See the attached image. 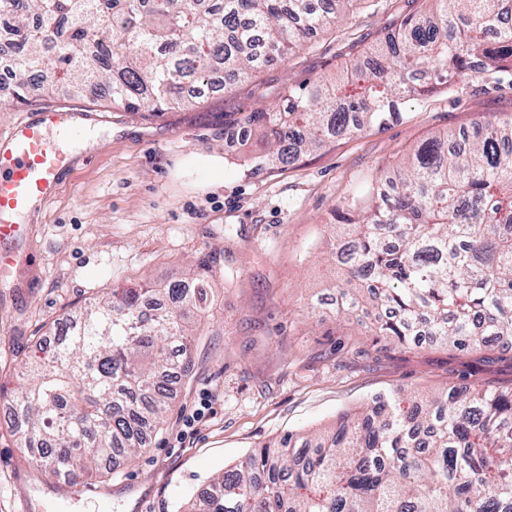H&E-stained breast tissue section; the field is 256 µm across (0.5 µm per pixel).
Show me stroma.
Returning a JSON list of instances; mask_svg holds the SVG:
<instances>
[{
    "mask_svg": "<svg viewBox=\"0 0 512 512\" xmlns=\"http://www.w3.org/2000/svg\"><path fill=\"white\" fill-rule=\"evenodd\" d=\"M430 0H367L336 30L284 62L164 112L98 103L89 86L54 84L50 106L110 116L77 153L56 195L29 220L27 261L0 279V512H178L208 479L290 432L330 429L379 393L512 386V349L481 353L372 335L373 310L335 313L330 285L337 206L438 132L512 118V84L443 88L401 108L400 120L327 142L262 171L259 134L239 113L277 105L289 87L330 78ZM208 273L214 316L145 450L112 475L70 486L32 466L7 408L25 363L47 357L55 323L116 284ZM323 307L308 318L310 304ZM199 421H192L194 413Z\"/></svg>",
    "mask_w": 512,
    "mask_h": 512,
    "instance_id": "stroma-1",
    "label": "stroma"
}]
</instances>
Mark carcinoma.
<instances>
[{
	"label": "carcinoma",
	"instance_id": "1",
	"mask_svg": "<svg viewBox=\"0 0 512 512\" xmlns=\"http://www.w3.org/2000/svg\"><path fill=\"white\" fill-rule=\"evenodd\" d=\"M364 0H0L8 98L41 102L46 66L114 107L163 112L217 75L228 87L281 60ZM403 18L335 86L288 88L243 112L260 128L255 165H287L327 140L400 115L401 101L512 75V20L496 0H434ZM345 283L338 313L384 310L373 335L470 352L512 339V125L432 136L339 214ZM203 274L112 288L81 314L16 397L14 427L56 478L111 473L144 448L170 406L168 378L190 362L209 316ZM188 512H512V387L391 392L339 415L328 433H289L201 488Z\"/></svg>",
	"mask_w": 512,
	"mask_h": 512
}]
</instances>
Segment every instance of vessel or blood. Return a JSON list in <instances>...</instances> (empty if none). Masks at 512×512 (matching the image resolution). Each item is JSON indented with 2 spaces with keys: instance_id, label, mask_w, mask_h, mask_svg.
<instances>
[{
  "instance_id": "1",
  "label": "vessel or blood",
  "mask_w": 512,
  "mask_h": 512,
  "mask_svg": "<svg viewBox=\"0 0 512 512\" xmlns=\"http://www.w3.org/2000/svg\"><path fill=\"white\" fill-rule=\"evenodd\" d=\"M79 131L74 112L48 108L25 114L0 136L1 272L24 263L21 252L1 246L25 239V216L55 196L72 163L68 145Z\"/></svg>"
}]
</instances>
